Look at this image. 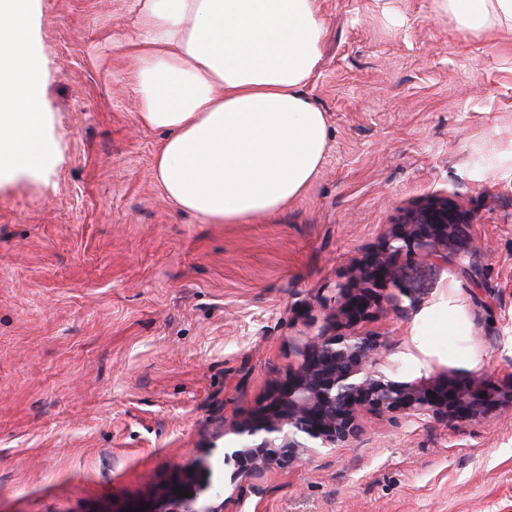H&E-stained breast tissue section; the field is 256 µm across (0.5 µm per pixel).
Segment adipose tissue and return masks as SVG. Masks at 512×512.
Returning <instances> with one entry per match:
<instances>
[{"mask_svg": "<svg viewBox=\"0 0 512 512\" xmlns=\"http://www.w3.org/2000/svg\"><path fill=\"white\" fill-rule=\"evenodd\" d=\"M139 122L165 138L153 180L205 224L271 216L299 199L326 151L306 93L321 59L317 0H135ZM465 31L512 26V0H441ZM36 0H0V184L57 158L33 36Z\"/></svg>", "mask_w": 512, "mask_h": 512, "instance_id": "1", "label": "adipose tissue"}]
</instances>
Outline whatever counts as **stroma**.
<instances>
[{"instance_id":"35a3bbf8","label":"stroma","mask_w":512,"mask_h":512,"mask_svg":"<svg viewBox=\"0 0 512 512\" xmlns=\"http://www.w3.org/2000/svg\"><path fill=\"white\" fill-rule=\"evenodd\" d=\"M318 0L307 94L328 143L274 216L204 224L152 176L134 110L131 0H39L55 168L0 185V512H134L185 473L229 512H512V417L368 418L262 491L232 479L224 424L265 406L330 326L354 263L416 202L470 216L481 287L411 254L357 331L383 372L512 376V30L461 31L438 0Z\"/></svg>"}]
</instances>
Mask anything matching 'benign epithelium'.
Segmentation results:
<instances>
[{"label": "benign epithelium", "instance_id": "benign-epithelium-1", "mask_svg": "<svg viewBox=\"0 0 512 512\" xmlns=\"http://www.w3.org/2000/svg\"><path fill=\"white\" fill-rule=\"evenodd\" d=\"M469 216L445 197L429 198L389 225L381 243L353 267L349 280L336 284L333 325L313 337L301 362L274 389L269 403L252 416L235 419L224 433L237 437L231 458L254 490L269 472L290 470L314 448L352 446L365 434V419L395 420L400 415L437 424L478 422L492 412H512V380L503 386L473 383L433 385L397 381L381 370L375 336L351 330L380 302L402 254L418 250L457 262L462 276L479 284L477 269L467 262L477 245L469 233ZM189 493L181 497L175 488ZM200 484L186 475L160 490L146 512H224L199 504Z\"/></svg>", "mask_w": 512, "mask_h": 512}]
</instances>
